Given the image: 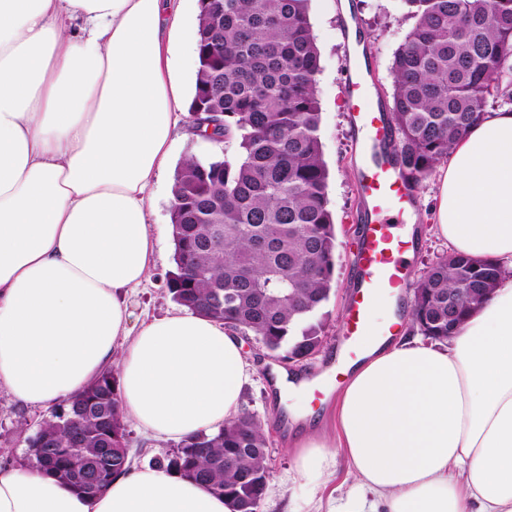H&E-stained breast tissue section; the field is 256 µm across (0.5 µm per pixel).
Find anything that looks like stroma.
<instances>
[{"label": "stroma", "instance_id": "1", "mask_svg": "<svg viewBox=\"0 0 512 512\" xmlns=\"http://www.w3.org/2000/svg\"><path fill=\"white\" fill-rule=\"evenodd\" d=\"M351 3L353 12L348 17L342 13L341 0H311L310 4L313 33L321 53L317 92L322 112L320 136L323 156L330 172L327 195L336 222L333 288L323 308L326 315L325 341L314 358L287 365L268 358L263 347L254 340L243 342L255 371L251 383L242 391L241 408L261 421L269 438L271 477L260 512H286L291 496L298 490L295 456L288 444L293 433L288 427L287 415L293 401L288 396L279 395L275 389L276 374L284 371L295 379L307 377L318 381L324 391L335 392L338 379L329 367L342 355L345 346L347 304L352 292L351 261L358 249L361 227L365 222L355 162L360 138L351 122L350 105L344 91L346 28L352 22L361 33L371 76V91L386 99L392 91V55L414 25L399 0H351ZM235 153L234 143L216 144L196 137L192 113H180L178 134L170 161L157 179L150 216L156 236L155 268L150 279L130 297L132 325L166 317L179 309L167 289V277L174 269L170 194L178 166L189 155L206 160L216 155L231 157ZM438 180V175L434 174L416 187L411 215L408 220L395 224L399 230L409 223L420 230V237L413 245V256L408 262L407 285L398 294L399 302L405 305L410 303L413 289L426 267L436 256L448 250L446 243L433 232L435 215L432 207ZM49 414V409L20 405L0 396L1 468L26 466L27 448L18 431L23 427L35 430Z\"/></svg>", "mask_w": 512, "mask_h": 512}]
</instances>
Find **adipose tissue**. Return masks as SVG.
Returning a JSON list of instances; mask_svg holds the SVG:
<instances>
[{"label": "adipose tissue", "mask_w": 512, "mask_h": 512, "mask_svg": "<svg viewBox=\"0 0 512 512\" xmlns=\"http://www.w3.org/2000/svg\"><path fill=\"white\" fill-rule=\"evenodd\" d=\"M197 28L163 0H0V390L43 407L108 366L123 417L159 439L213 434L253 373L235 333L192 311L132 329L154 269L167 164ZM435 232L495 262L492 297L446 343L367 336L344 370L336 432L299 406V495L344 458L326 512H512V110L484 113L441 167ZM0 512H230L165 466L85 498L31 467L0 471ZM352 482L353 478L346 473L342 458H337L335 473L331 476L329 482L318 491L317 497L321 496L325 505V501L329 495L334 497L344 495Z\"/></svg>", "instance_id": "obj_1"}]
</instances>
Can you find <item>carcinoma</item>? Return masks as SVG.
Segmentation results:
<instances>
[{
  "mask_svg": "<svg viewBox=\"0 0 512 512\" xmlns=\"http://www.w3.org/2000/svg\"><path fill=\"white\" fill-rule=\"evenodd\" d=\"M414 26L394 51L391 154L413 185L427 179L485 112L512 104V0H400ZM192 113L210 117L215 143L235 156L186 158L173 186L174 271L180 306L254 337L270 353L320 351L336 259L329 171L320 137L321 55L310 0H199ZM491 261L436 257L417 282L411 328L448 339V292L493 288ZM111 366L24 435L29 462L95 497L132 464ZM156 463L207 484L231 512H255L268 483V440L248 412L214 434L180 442Z\"/></svg>",
  "mask_w": 512,
  "mask_h": 512,
  "instance_id": "1",
  "label": "carcinoma"
}]
</instances>
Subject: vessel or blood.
Returning a JSON list of instances; mask_svg holds the SVG:
<instances>
[{
  "mask_svg": "<svg viewBox=\"0 0 512 512\" xmlns=\"http://www.w3.org/2000/svg\"><path fill=\"white\" fill-rule=\"evenodd\" d=\"M344 88L352 120L363 133L364 159L359 173L368 211L362 243L354 259L357 285L349 304L346 327L347 336L360 338L371 331L372 305L377 293L404 285L407 243L395 234L388 211L393 201L403 209L409 206L410 188L385 154L390 126L385 109L370 90L369 70L363 55L349 52Z\"/></svg>",
  "mask_w": 512,
  "mask_h": 512,
  "instance_id": "1",
  "label": "vessel or blood"
}]
</instances>
